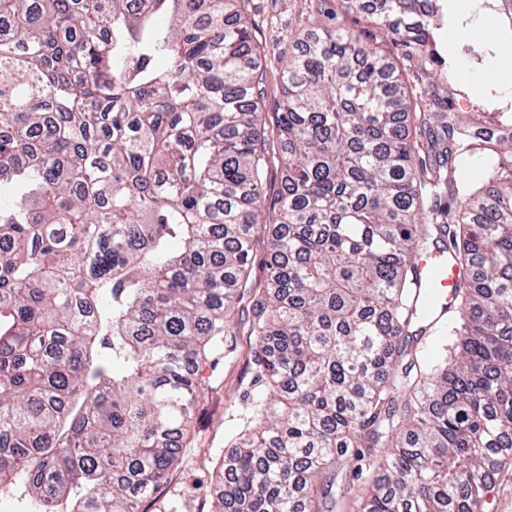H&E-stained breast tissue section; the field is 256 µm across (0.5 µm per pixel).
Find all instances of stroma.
<instances>
[{"mask_svg":"<svg viewBox=\"0 0 512 512\" xmlns=\"http://www.w3.org/2000/svg\"><path fill=\"white\" fill-rule=\"evenodd\" d=\"M249 19L255 33V50L264 72V99L260 120L266 131L276 127L282 101V73L298 40L315 33L318 26H345L365 32L400 66L416 103L423 109L451 102L461 113L490 112L493 104L473 90L471 82L483 68L472 65L467 73L442 79L438 60L448 57L449 27L434 33L435 54L430 60L405 57L402 47L362 14L346 12L340 0H248ZM232 352L216 369L207 371L211 388L203 410L192 419L195 440L184 449L182 460L167 485L147 498L144 512H214L220 464L250 427L252 402L260 389L254 366L255 340L247 324L224 339Z\"/></svg>","mask_w":512,"mask_h":512,"instance_id":"obj_1","label":"stroma"}]
</instances>
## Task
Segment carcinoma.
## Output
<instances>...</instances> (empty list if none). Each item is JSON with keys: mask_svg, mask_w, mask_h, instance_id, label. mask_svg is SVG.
I'll use <instances>...</instances> for the list:
<instances>
[{"mask_svg": "<svg viewBox=\"0 0 512 512\" xmlns=\"http://www.w3.org/2000/svg\"><path fill=\"white\" fill-rule=\"evenodd\" d=\"M238 2L0 0V499L143 512L248 295L263 388L216 512H477L512 459V112H421L377 43L323 27L284 70L268 207ZM341 3L419 60L442 10ZM440 248L461 286L424 364ZM281 188V172L277 158H272V154H269V163L267 177L262 184V194L266 199V203L275 198L278 191Z\"/></svg>", "mask_w": 512, "mask_h": 512, "instance_id": "cac0c4a2", "label": "carcinoma"}]
</instances>
